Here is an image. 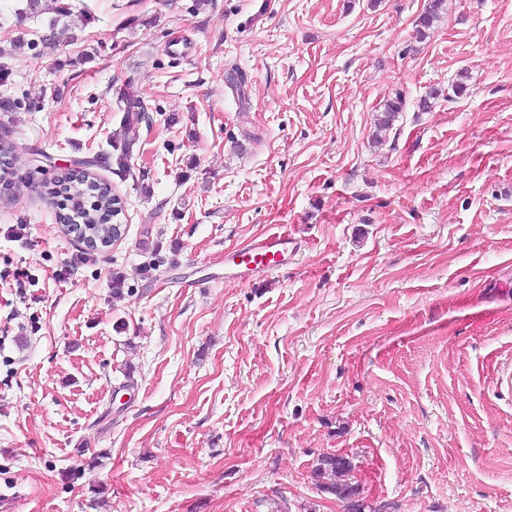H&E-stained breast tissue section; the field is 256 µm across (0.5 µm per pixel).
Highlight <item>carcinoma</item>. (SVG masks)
Wrapping results in <instances>:
<instances>
[{"label":"carcinoma","instance_id":"carcinoma-1","mask_svg":"<svg viewBox=\"0 0 512 512\" xmlns=\"http://www.w3.org/2000/svg\"><path fill=\"white\" fill-rule=\"evenodd\" d=\"M444 2L445 0H430L417 20V38L423 39L427 36V31L438 18ZM402 107L403 100L400 97L387 101L377 122V132L392 129ZM56 183L76 201L91 197L90 203L79 210L83 224L82 233L98 240L112 241V224L108 223L114 202L111 189L95 180H73L66 175L59 176ZM352 471V464L346 457L325 455L319 459L313 474L322 490L346 502V512H381L370 505L358 503L359 485L354 481Z\"/></svg>","mask_w":512,"mask_h":512}]
</instances>
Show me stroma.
Instances as JSON below:
<instances>
[{
    "mask_svg": "<svg viewBox=\"0 0 512 512\" xmlns=\"http://www.w3.org/2000/svg\"><path fill=\"white\" fill-rule=\"evenodd\" d=\"M428 2L0 0V512H344L328 454L382 512H512V0L419 41ZM83 161L101 250L47 194ZM60 173L73 174L76 180H72L67 175H60L56 179L57 186L62 187V190L67 194H70L75 201H81L90 194L91 201L85 207H80L79 214L81 215L82 224L79 227L70 226V230H73L77 237H81L82 234L90 235L97 240H104L106 242L112 241V224L107 223L108 217L112 214V204L115 200L112 197L111 189L106 184H100L98 186L97 181L92 179H79L85 175V170H78L71 165H65L59 168ZM105 191L101 192V190ZM96 190V191H93ZM288 236L281 232L267 233L263 238L252 241L239 252L243 259L237 263L238 270L234 276L245 278L251 276L255 271L271 269L279 266L282 257L288 253ZM318 461L313 474L319 487L346 502L347 512H381L371 505L356 504L360 494L359 485L353 480V467L346 457L325 455Z\"/></svg>",
    "mask_w": 512,
    "mask_h": 512,
    "instance_id": "obj_1",
    "label": "stroma"
}]
</instances>
